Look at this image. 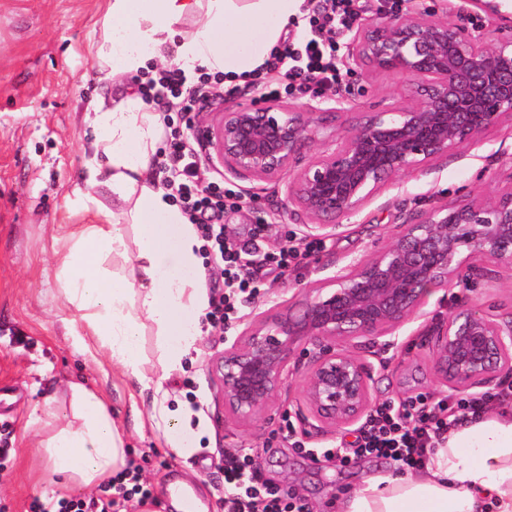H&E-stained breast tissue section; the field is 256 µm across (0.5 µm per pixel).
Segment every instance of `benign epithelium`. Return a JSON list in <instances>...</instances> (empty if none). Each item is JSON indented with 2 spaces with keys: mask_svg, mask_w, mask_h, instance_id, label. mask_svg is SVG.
<instances>
[{
  "mask_svg": "<svg viewBox=\"0 0 512 512\" xmlns=\"http://www.w3.org/2000/svg\"><path fill=\"white\" fill-rule=\"evenodd\" d=\"M348 57L359 69L406 77L407 98L331 131L323 113L307 106H241L224 113L211 141L229 173L276 184L303 143L331 142L285 190L288 213L309 221L316 237L337 234L340 221L393 177L423 172L512 119V35L485 44L461 15L381 13L362 24ZM488 265L512 272V185L481 201L430 208L401 225L389 245L308 289L301 303L284 301L257 316L216 363L224 410L240 424L259 416L299 353L309 359L302 396L309 418L331 431L357 424L373 396L371 369L355 350L391 344L429 294L465 286ZM308 342L314 351L307 353ZM511 370L512 314L465 301L436 326L432 372L442 385L465 393Z\"/></svg>",
  "mask_w": 512,
  "mask_h": 512,
  "instance_id": "obj_1",
  "label": "benign epithelium"
}]
</instances>
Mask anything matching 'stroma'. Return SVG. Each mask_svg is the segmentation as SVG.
I'll use <instances>...</instances> for the list:
<instances>
[{
    "mask_svg": "<svg viewBox=\"0 0 512 512\" xmlns=\"http://www.w3.org/2000/svg\"><path fill=\"white\" fill-rule=\"evenodd\" d=\"M106 0H0V512H39L56 502L51 486L35 475L36 429L33 413L43 411L49 397L63 393L67 382L84 381L105 399L125 432L133 468L154 503L146 512H177L169 489L183 481L203 512H224L230 493L224 484L225 453L247 454L261 461V479L282 492L298 493L309 512H329L330 503L347 492L365 467L398 471L389 459L366 456L350 463L341 458L351 432L322 433L305 424L297 411L308 373L306 363L290 361L280 397L247 425L232 421L218 396L212 362L226 341L243 334L254 317L332 276L353 258L371 254L391 242L402 224L435 205L483 198L512 184V120L489 130L481 143L461 146L452 158L435 162L429 171L396 177L358 214L346 218L339 235L310 250L301 220L288 217L283 189L253 178L232 177L205 148V181L224 183L239 194L224 209V234L232 240L262 238L269 252L292 243L303 257L281 269L271 267L264 286L242 303L231 325H202L183 368L165 381L170 408L193 403L195 418L206 435L185 455L166 447L161 432L134 427L131 411L149 413L152 397L138 394L90 337L80 335L81 322L67 303L59 263L68 248L72 225L90 223L93 213L67 209L65 197L80 185L85 150V114L96 99L116 93L94 47L103 40L101 18ZM336 67L339 96L289 89L281 102L312 104L341 111L351 122L363 112H377L402 101L407 81L396 75L354 69L347 40H340ZM267 75L193 114L186 134L206 139L224 112L260 103ZM476 300L502 313L512 311V272L499 269L494 281L478 277L471 287L430 294L418 318L409 322L393 345L361 351L373 374V400L403 404L404 384L413 378L418 393L441 397L431 370L426 327L448 316L456 301ZM300 447H291L286 433Z\"/></svg>",
    "mask_w": 512,
    "mask_h": 512,
    "instance_id": "obj_1",
    "label": "stroma"
}]
</instances>
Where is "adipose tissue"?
Here are the masks:
<instances>
[{
    "label": "adipose tissue",
    "instance_id": "1",
    "mask_svg": "<svg viewBox=\"0 0 512 512\" xmlns=\"http://www.w3.org/2000/svg\"><path fill=\"white\" fill-rule=\"evenodd\" d=\"M301 0H108L97 55L119 77L151 59L173 60L185 73L206 68L230 81L256 69L296 17ZM195 19L191 29L181 20ZM85 121L93 138L82 173L80 208L90 224L69 234L60 278L69 304L113 364L142 392H152V429L176 454L192 446L190 410H170L162 379L144 368L141 336L151 321L162 340L166 372L181 369L194 347L208 305L197 274L198 236L153 173L158 118L137 93L93 105ZM107 186L130 204L138 248L127 254L114 214L95 196ZM129 255L133 276L104 267L110 255ZM69 412L37 452L43 482L91 488L127 466L124 434L104 399L84 384L68 385ZM337 512H512V404L459 423L431 449L424 467L395 474L364 473L336 501Z\"/></svg>",
    "mask_w": 512,
    "mask_h": 512
}]
</instances>
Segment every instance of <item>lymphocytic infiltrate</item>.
I'll list each match as a JSON object with an SVG mask.
<instances>
[{"instance_id":"obj_1","label":"lymphocytic infiltrate","mask_w":512,"mask_h":512,"mask_svg":"<svg viewBox=\"0 0 512 512\" xmlns=\"http://www.w3.org/2000/svg\"><path fill=\"white\" fill-rule=\"evenodd\" d=\"M356 15L354 0H314L309 32L304 34L299 47L285 48L282 54L269 61V68L281 69L286 76L299 78L300 89L337 93L340 78L332 57L337 39L350 30ZM238 92V87H225L221 75L204 72L192 79L177 66L159 69L154 77L138 87L145 102L160 105L173 98L179 112L187 115L203 111ZM164 123L170 128L171 151L157 155L155 166L164 173V183L173 198L179 201L183 213L197 227L207 255L224 269L223 283L211 286L213 296L205 314L209 324L221 327L231 320L241 299L258 293L266 265L273 263L281 268L288 267L298 254L294 248L286 246L274 256L265 252L262 244L255 240L236 244L226 242L219 219L226 201L235 199V192L218 184L202 187L199 142L185 137L172 118H165ZM509 400L512 401V384L493 394L461 399L450 395L424 399L400 410L387 403L381 404L358 426V435L350 445L348 457L353 460L376 455L409 469L422 468L430 448L458 424L460 413L477 416L485 413L492 404ZM248 464V456H225V484L236 489ZM143 491L138 474L132 470L127 473L125 482L117 483L114 497L62 499L51 505L49 512H120L122 501L130 494ZM224 512H308V509L302 501H284L273 490L259 496L236 489L235 494L225 498Z\"/></svg>"}]
</instances>
